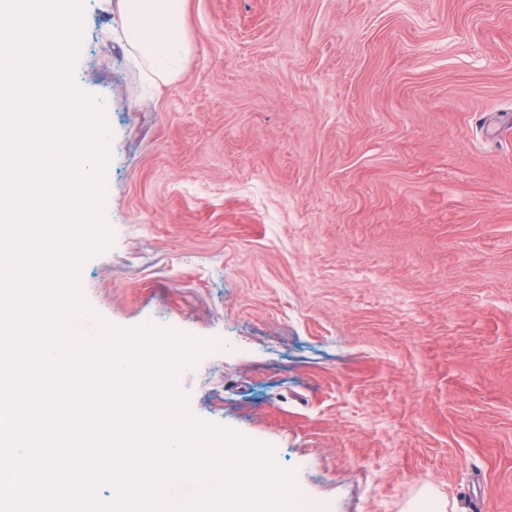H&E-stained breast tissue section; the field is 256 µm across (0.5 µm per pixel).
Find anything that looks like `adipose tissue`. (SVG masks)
I'll return each instance as SVG.
<instances>
[{
	"instance_id": "1",
	"label": "adipose tissue",
	"mask_w": 512,
	"mask_h": 512,
	"mask_svg": "<svg viewBox=\"0 0 512 512\" xmlns=\"http://www.w3.org/2000/svg\"><path fill=\"white\" fill-rule=\"evenodd\" d=\"M130 54L152 82H171L184 71L190 52L185 0H119Z\"/></svg>"
}]
</instances>
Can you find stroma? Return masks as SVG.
Instances as JSON below:
<instances>
[{
  "label": "stroma",
  "mask_w": 512,
  "mask_h": 512,
  "mask_svg": "<svg viewBox=\"0 0 512 512\" xmlns=\"http://www.w3.org/2000/svg\"><path fill=\"white\" fill-rule=\"evenodd\" d=\"M81 23L112 236L87 333L210 342L190 413L315 512H512V0H187L150 89L116 0Z\"/></svg>",
  "instance_id": "obj_1"
}]
</instances>
